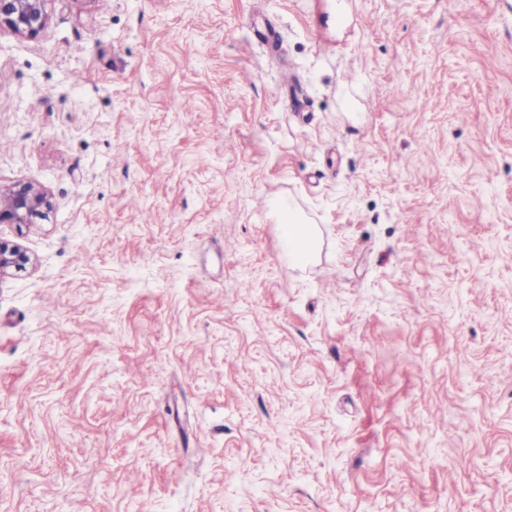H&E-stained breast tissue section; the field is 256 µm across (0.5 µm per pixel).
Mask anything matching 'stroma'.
<instances>
[{
    "label": "stroma",
    "mask_w": 512,
    "mask_h": 512,
    "mask_svg": "<svg viewBox=\"0 0 512 512\" xmlns=\"http://www.w3.org/2000/svg\"><path fill=\"white\" fill-rule=\"evenodd\" d=\"M328 2L0 33V512H512V0ZM50 206L48 194L31 181L0 183V224H39L46 219ZM288 235L285 237V248L291 251L298 261L310 259L316 249L315 232L309 224H296L298 221L289 222ZM31 264L29 254L16 244L0 241V278L11 272H20Z\"/></svg>",
    "instance_id": "stroma-1"
}]
</instances>
